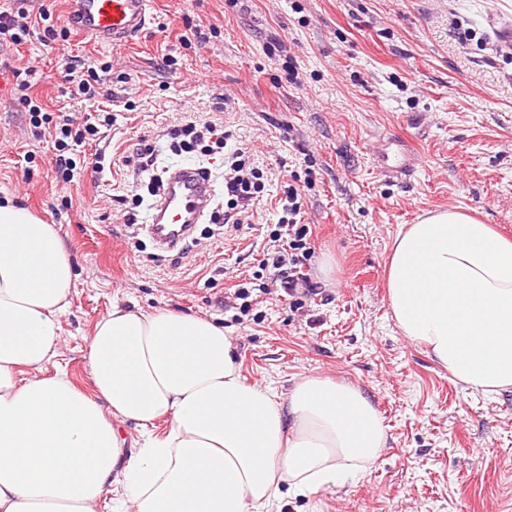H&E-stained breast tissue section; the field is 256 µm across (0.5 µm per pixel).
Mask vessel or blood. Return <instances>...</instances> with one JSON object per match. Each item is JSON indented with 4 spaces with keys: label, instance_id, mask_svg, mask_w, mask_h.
Masks as SVG:
<instances>
[{
    "label": "vessel or blood",
    "instance_id": "obj_1",
    "mask_svg": "<svg viewBox=\"0 0 512 512\" xmlns=\"http://www.w3.org/2000/svg\"><path fill=\"white\" fill-rule=\"evenodd\" d=\"M67 21L80 36L114 47L128 43L150 21L152 0H66ZM209 176L197 168H177L165 179L154 204L149 233L158 246L173 250L201 223L212 201Z\"/></svg>",
    "mask_w": 512,
    "mask_h": 512
}]
</instances>
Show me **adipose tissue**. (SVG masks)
<instances>
[{
	"label": "adipose tissue",
	"instance_id": "1",
	"mask_svg": "<svg viewBox=\"0 0 512 512\" xmlns=\"http://www.w3.org/2000/svg\"><path fill=\"white\" fill-rule=\"evenodd\" d=\"M75 280L56 226L0 202V512H98L108 492L133 512H271L379 458L361 390L307 376L283 400L245 383L233 336L197 314L113 305L90 337L93 393L45 375ZM387 288L397 329L456 382L512 389V241L456 208L426 213L395 237Z\"/></svg>",
	"mask_w": 512,
	"mask_h": 512
}]
</instances>
